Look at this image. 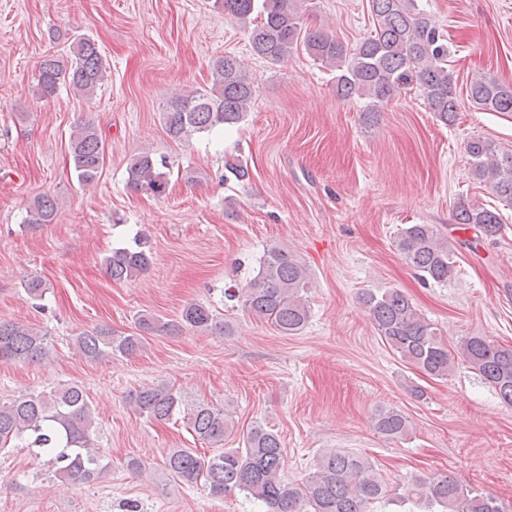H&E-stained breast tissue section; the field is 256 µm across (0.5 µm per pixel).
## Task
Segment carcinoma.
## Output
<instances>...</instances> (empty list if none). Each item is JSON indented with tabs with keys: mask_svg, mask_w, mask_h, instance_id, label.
<instances>
[{
	"mask_svg": "<svg viewBox=\"0 0 512 512\" xmlns=\"http://www.w3.org/2000/svg\"><path fill=\"white\" fill-rule=\"evenodd\" d=\"M224 13L249 29L254 55L271 64L281 63L298 49L330 71L336 72V96L367 101L365 112H377L406 90L417 88L429 111L444 123L454 122L460 101L448 74V41L418 0H369L374 29L354 47L323 31H304L297 0H214ZM210 90H192L170 100L164 112L168 135L182 141L239 124L253 98L243 62L234 55L215 61ZM106 78V62L89 38L74 42L72 58L54 56L40 64L36 89L49 99L66 86L91 98ZM469 102L487 112H512V85L486 75L474 77ZM474 179L488 184L505 202L512 203V153H501L481 137L467 142ZM69 154L80 183L95 182L105 161L104 141L95 126L82 124L70 135ZM164 165L149 151L135 155L128 166L127 187L134 193L155 197L165 194L168 178ZM57 206L48 195L37 198L28 211L27 224L55 221ZM456 220L474 230L476 237L496 236L502 221L496 211L470 202L456 207ZM405 262L421 279L446 284L453 277L454 262L448 240L431 224H409L396 241ZM152 264L148 241L138 238L132 247L112 250L105 260L114 281L131 280ZM311 287L309 269L286 247H272L259 258L257 273L242 288L224 289V297L241 302L254 318L273 325L283 335H296L307 325ZM360 303L377 331L399 358L432 378H446L454 359L468 364L491 386L501 402L512 407V348L483 336H464L456 352L448 350L437 328L396 288L366 290ZM138 326L145 333L178 334L184 329L223 334L227 323L217 320L208 306L190 303L180 318L162 322L143 314ZM142 347L140 336H118L100 328L76 338L75 348L85 359L98 361L130 356ZM42 331L22 323L0 322V362L36 363L50 353ZM129 404L140 416L169 421L184 414L195 435L219 448L207 457L192 448H174L164 465L180 482L198 483L216 498L238 491L260 501L265 512H373L378 504H394L406 512H504L499 499L476 488H467L450 476H416L405 493H390L374 461L359 453L332 448L315 457L313 467L300 482L282 480L284 451L279 435L255 422L243 435L244 447L224 448L234 424L224 410L205 402L191 406L181 392L166 384L143 387L129 394ZM375 429L389 440L409 432V420L395 408L381 409ZM95 421L84 390L71 385L59 390L21 393L0 401V448H38L55 466L62 482L90 483L102 470L101 455L94 448Z\"/></svg>",
	"mask_w": 512,
	"mask_h": 512,
	"instance_id": "carcinoma-1",
	"label": "carcinoma"
}]
</instances>
